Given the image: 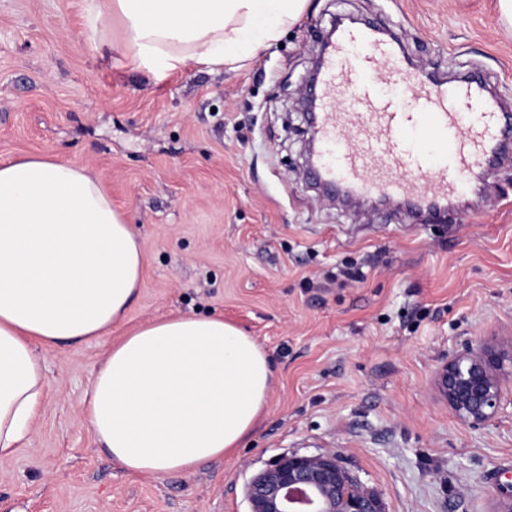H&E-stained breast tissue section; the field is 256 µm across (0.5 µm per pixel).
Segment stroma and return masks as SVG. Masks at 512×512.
<instances>
[{
  "label": "stroma",
  "mask_w": 512,
  "mask_h": 512,
  "mask_svg": "<svg viewBox=\"0 0 512 512\" xmlns=\"http://www.w3.org/2000/svg\"><path fill=\"white\" fill-rule=\"evenodd\" d=\"M85 0H0V162L86 167L142 243L125 321L45 355L48 399L27 445L0 458V512H250L275 458L333 452L385 512H495L512 481V406L461 424L438 367L478 337L512 338V165L470 214L405 224L347 208L308 175L296 102L321 41L351 15L386 24L423 71L480 72L512 113V32L498 0H308L256 58L158 78L86 43ZM358 268L357 280L341 277ZM222 315L276 377L250 438L186 474L136 476L100 453L80 409L127 332Z\"/></svg>",
  "instance_id": "obj_1"
}]
</instances>
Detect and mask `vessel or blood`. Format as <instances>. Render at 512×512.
I'll return each instance as SVG.
<instances>
[{
  "instance_id": "obj_1",
  "label": "vessel or blood",
  "mask_w": 512,
  "mask_h": 512,
  "mask_svg": "<svg viewBox=\"0 0 512 512\" xmlns=\"http://www.w3.org/2000/svg\"><path fill=\"white\" fill-rule=\"evenodd\" d=\"M315 96L312 176L357 200L389 198L412 218L441 215L486 185L512 127L481 80L418 75L373 24L324 43Z\"/></svg>"
}]
</instances>
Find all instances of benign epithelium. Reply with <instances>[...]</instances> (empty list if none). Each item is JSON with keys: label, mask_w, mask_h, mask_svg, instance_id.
I'll return each instance as SVG.
<instances>
[{"label": "benign epithelium", "mask_w": 512, "mask_h": 512, "mask_svg": "<svg viewBox=\"0 0 512 512\" xmlns=\"http://www.w3.org/2000/svg\"><path fill=\"white\" fill-rule=\"evenodd\" d=\"M436 385L461 423H488L512 403V343L477 338L440 365ZM247 497L251 512H385L381 496L332 452L276 458L251 480Z\"/></svg>", "instance_id": "benign-epithelium-1"}]
</instances>
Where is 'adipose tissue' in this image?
Masks as SVG:
<instances>
[{
  "mask_svg": "<svg viewBox=\"0 0 512 512\" xmlns=\"http://www.w3.org/2000/svg\"><path fill=\"white\" fill-rule=\"evenodd\" d=\"M308 0H88L83 38L113 20L132 64L175 72L254 57ZM142 244L85 167L0 163V457L30 435L48 393L37 346L78 345L122 322L142 283ZM274 378L258 343L218 316L135 329L99 362L82 411L101 450L133 475L187 473L239 448Z\"/></svg>",
  "mask_w": 512,
  "mask_h": 512,
  "instance_id": "1",
  "label": "adipose tissue"
}]
</instances>
